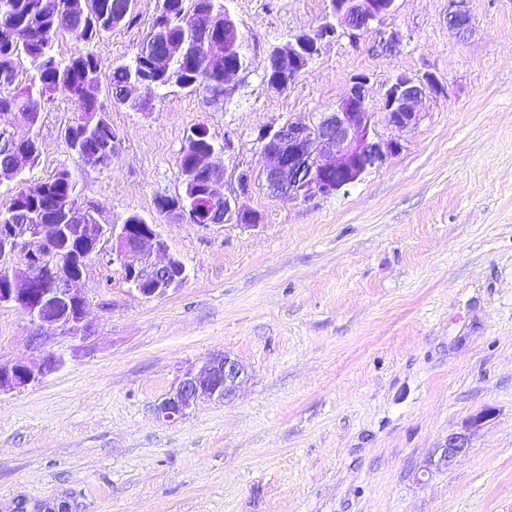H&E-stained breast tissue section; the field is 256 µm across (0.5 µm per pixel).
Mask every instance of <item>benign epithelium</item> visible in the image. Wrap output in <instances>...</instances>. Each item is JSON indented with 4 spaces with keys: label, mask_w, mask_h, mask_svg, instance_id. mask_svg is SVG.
<instances>
[{
    "label": "benign epithelium",
    "mask_w": 512,
    "mask_h": 512,
    "mask_svg": "<svg viewBox=\"0 0 512 512\" xmlns=\"http://www.w3.org/2000/svg\"><path fill=\"white\" fill-rule=\"evenodd\" d=\"M395 0H336V23L325 22L313 34L295 36L284 46L272 48L267 70H277L270 88L280 91L295 81L318 52V43L342 32L356 38L370 22L394 12ZM448 25L465 31L471 17L464 0H448ZM244 67L228 62L224 65V93H233L240 84ZM368 77L357 74L349 79L346 94L330 112L317 121L300 125L292 121L269 128L258 136L264 159L261 176L270 191L292 200L336 194L362 179L383 164L400 148L396 139L384 141L374 132L376 113L370 111L366 86ZM443 93V87L430 74H399L385 93L382 117L387 125L402 133L420 121L418 103L430 95ZM196 167L213 175L215 191L224 192L222 153L210 149L196 157ZM251 189V177L240 174L234 196L224 197V208L210 207L209 215L217 223L228 220L244 227L255 223V214L240 202ZM67 220L76 229L81 242L75 249L54 254L59 236L58 224H8L0 227V259L22 255L25 262L8 267L7 286L0 289V304L20 309L38 330V339L57 333L74 340L90 335L85 323L87 301L79 288L88 259L112 243V254L123 261L124 274L131 291L144 298L165 296L187 278L186 267L169 257L162 264L149 257L166 251L165 241L155 224H101L94 212L77 201L67 207ZM47 281L51 287L36 294V286ZM63 359L53 352L39 364L0 365V393L21 390L41 376L60 368ZM248 372L238 360L216 354L201 366L191 365L183 371L167 396L156 406V418L175 423L188 414L197 398L206 395L217 402L232 399L246 383ZM493 416L486 409L475 415L464 429L448 434L440 449L439 462L450 464L471 449L476 430Z\"/></svg>",
    "instance_id": "1"
}]
</instances>
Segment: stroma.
I'll list each match as a JSON object with an SVG mask.
<instances>
[{
  "mask_svg": "<svg viewBox=\"0 0 512 512\" xmlns=\"http://www.w3.org/2000/svg\"><path fill=\"white\" fill-rule=\"evenodd\" d=\"M250 42L251 73L214 102L178 86L145 112L99 94L121 141L104 168L82 165L63 95L38 127L28 184L60 168L100 223L156 215L183 193L176 161L203 126L225 142L226 193L258 175L259 133L333 111L351 76L384 110L400 73L432 74L417 126L380 139L401 149L354 185L296 202L255 184L243 227L160 221L188 278L162 298L130 292L104 244L80 283L92 334L51 338L62 368L0 395V512H512V0H396L358 38L323 42L275 92L270 49L316 30L327 0H224ZM88 46L102 70L132 60L155 13ZM400 46L383 50L390 32ZM37 331L0 306V365L37 360ZM228 353L249 379L231 401L199 398L179 422L153 408L182 371ZM495 414L446 466L436 450L474 414Z\"/></svg>",
  "mask_w": 512,
  "mask_h": 512,
  "instance_id": "obj_1",
  "label": "stroma"
}]
</instances>
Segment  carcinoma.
Instances as JSON below:
<instances>
[{"label":"carcinoma","instance_id":"cac0c4a2","mask_svg":"<svg viewBox=\"0 0 512 512\" xmlns=\"http://www.w3.org/2000/svg\"><path fill=\"white\" fill-rule=\"evenodd\" d=\"M137 0H0V174L13 170L15 151L24 148L32 160L40 155L36 129L41 112L54 94L68 97L77 112L74 124L93 118L91 128L80 143V160L97 164L120 140L103 105L82 96L90 80L106 86L113 103L138 112L149 109L157 90L177 85L193 92L202 91L212 100L225 98L224 63L208 56L209 44L226 43L230 56H236L247 40L234 19L224 15L219 0H156L155 14L139 52L128 63H120L105 74L90 52L82 50L65 61L53 54L56 39L67 36L78 44H90L128 22ZM185 42V52L174 58L167 70L156 75L149 68L151 55L163 49V40ZM25 59L30 77L18 81V63ZM215 146L199 128L186 136L177 162L184 194L158 197L168 204H210V177L193 169L198 152ZM45 192L25 195L24 179L16 176L7 189L6 203L0 206L2 224H58L66 207L77 196L71 172L62 168L40 182Z\"/></svg>","mask_w":512,"mask_h":512}]
</instances>
